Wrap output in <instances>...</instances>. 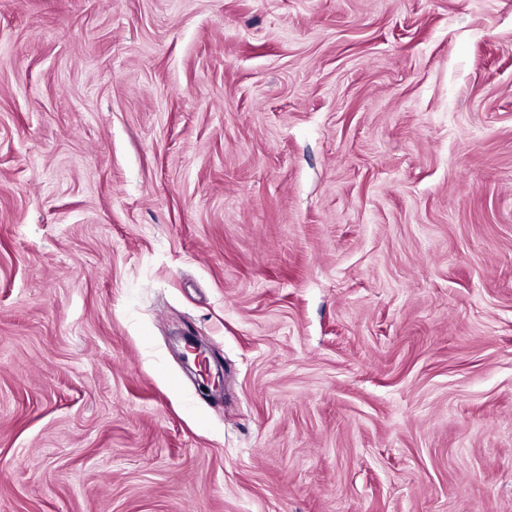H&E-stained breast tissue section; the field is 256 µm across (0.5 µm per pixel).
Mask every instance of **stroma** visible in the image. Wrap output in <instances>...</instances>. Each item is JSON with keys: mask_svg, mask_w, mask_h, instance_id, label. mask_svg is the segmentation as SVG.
I'll return each instance as SVG.
<instances>
[{"mask_svg": "<svg viewBox=\"0 0 512 512\" xmlns=\"http://www.w3.org/2000/svg\"><path fill=\"white\" fill-rule=\"evenodd\" d=\"M0 512H512V0H0ZM193 345L194 346L190 347V349L188 350V354L193 356V362L196 366L201 368V370L202 368L204 369L205 379L208 383V385H206V388H209V384H213L215 388H219L222 383V380L220 379L221 375L219 374L216 378V376L213 377L212 374H210V372L207 373V364H209V360L206 356L208 350L206 349L205 345L198 339H196V343ZM188 354H181V358L183 359L187 367L190 363ZM201 372H203V370Z\"/></svg>", "mask_w": 512, "mask_h": 512, "instance_id": "stroma-1", "label": "stroma"}]
</instances>
